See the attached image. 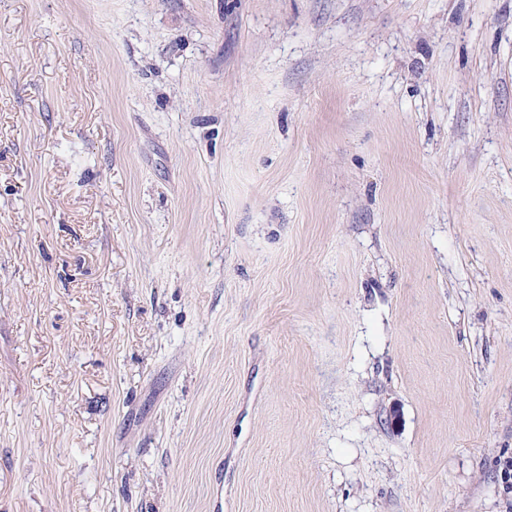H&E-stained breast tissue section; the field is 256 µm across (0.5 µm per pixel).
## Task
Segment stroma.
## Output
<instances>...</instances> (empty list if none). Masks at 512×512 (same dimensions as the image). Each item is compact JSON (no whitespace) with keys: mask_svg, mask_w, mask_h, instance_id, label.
I'll return each mask as SVG.
<instances>
[{"mask_svg":"<svg viewBox=\"0 0 512 512\" xmlns=\"http://www.w3.org/2000/svg\"><path fill=\"white\" fill-rule=\"evenodd\" d=\"M512 0H0V512H512Z\"/></svg>","mask_w":512,"mask_h":512,"instance_id":"1","label":"stroma"}]
</instances>
